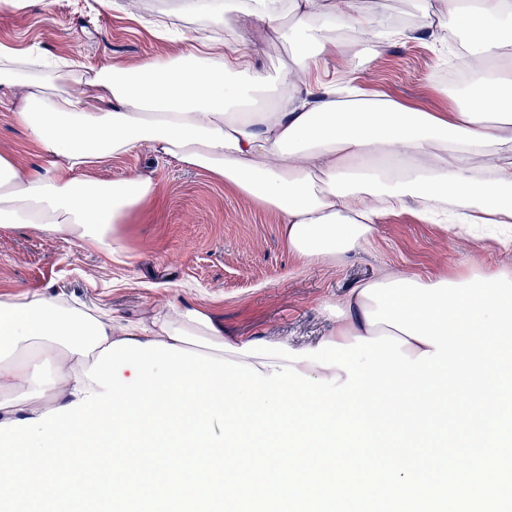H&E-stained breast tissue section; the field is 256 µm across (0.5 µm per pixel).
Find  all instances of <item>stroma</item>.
<instances>
[{
    "mask_svg": "<svg viewBox=\"0 0 512 512\" xmlns=\"http://www.w3.org/2000/svg\"><path fill=\"white\" fill-rule=\"evenodd\" d=\"M164 2L157 8L143 0V17L164 14L178 26L201 30L220 14L218 0H197L190 12L182 0ZM222 16L225 30L239 32V46L253 50L258 69L289 64L293 42L287 29L261 35L245 28L237 14ZM451 29L445 20L436 31H419L383 50L364 41L356 57L329 61L326 71L339 84L370 86L402 104L454 111L460 93L446 83L449 61L441 48ZM1 44L87 68L106 58L133 63L162 49L125 10L101 7L98 0H30L23 10L0 4ZM15 110V98L0 99V151L39 172L43 160ZM135 174L153 179L158 203L124 224L122 257L33 228H0V293L21 285L135 320L148 318L165 299L203 304L233 335L299 348L327 334L325 302L384 271L455 275L498 265L512 272V251L493 239L479 242L459 229L444 231L408 212L382 216L369 243L340 261L306 263L289 252L275 211L178 159L144 149L104 159L93 171L95 178L112 181Z\"/></svg>",
    "mask_w": 512,
    "mask_h": 512,
    "instance_id": "stroma-1",
    "label": "stroma"
}]
</instances>
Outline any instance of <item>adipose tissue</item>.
I'll use <instances>...</instances> for the list:
<instances>
[{
    "instance_id": "ef3b65f1",
    "label": "adipose tissue",
    "mask_w": 512,
    "mask_h": 512,
    "mask_svg": "<svg viewBox=\"0 0 512 512\" xmlns=\"http://www.w3.org/2000/svg\"><path fill=\"white\" fill-rule=\"evenodd\" d=\"M352 0H225L261 30L292 18L294 50L275 77L253 56L223 43L189 40L178 53L134 64L109 61L80 75L34 74L0 45V97L21 94L17 121L43 159L33 174L0 153V227H32L124 251L127 216L155 202L151 178H92L102 159L147 148L177 158L277 212L291 253L305 261L358 251L386 212L428 218L455 206L456 225L512 223V0H436L422 25L452 17L468 34L462 58L475 78L469 102L424 112L379 93L340 97L332 82L311 85L319 62L348 61L363 37L377 47L411 39L378 13L352 15ZM350 21L331 37L325 22ZM375 302L353 290L326 305L330 341L393 334L369 325ZM233 346L244 337L203 306H162L147 321L70 306L60 296L0 294V423L40 417L82 399L85 372L104 347L132 339L167 341L174 329Z\"/></svg>"
}]
</instances>
